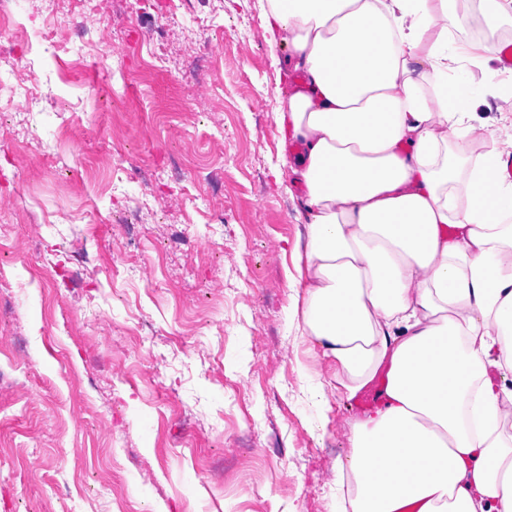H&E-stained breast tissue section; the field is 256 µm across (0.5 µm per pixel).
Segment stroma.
<instances>
[{
  "label": "stroma",
  "instance_id": "stroma-1",
  "mask_svg": "<svg viewBox=\"0 0 512 512\" xmlns=\"http://www.w3.org/2000/svg\"><path fill=\"white\" fill-rule=\"evenodd\" d=\"M44 8L17 0L31 46L0 76L32 91L0 114V512H330L364 404L298 370L306 216L274 176L289 49L258 0H58L104 28L51 54ZM500 73L484 53L449 107L498 129ZM174 225L200 248L166 251ZM129 451L140 468L113 469Z\"/></svg>",
  "mask_w": 512,
  "mask_h": 512
}]
</instances>
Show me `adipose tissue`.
<instances>
[{
    "label": "adipose tissue",
    "mask_w": 512,
    "mask_h": 512,
    "mask_svg": "<svg viewBox=\"0 0 512 512\" xmlns=\"http://www.w3.org/2000/svg\"><path fill=\"white\" fill-rule=\"evenodd\" d=\"M258 2L268 45L292 52L274 117L300 147L282 162L307 217L296 328L337 398L385 380L347 422L332 512H512V180L448 108L455 0Z\"/></svg>",
    "instance_id": "1"
}]
</instances>
